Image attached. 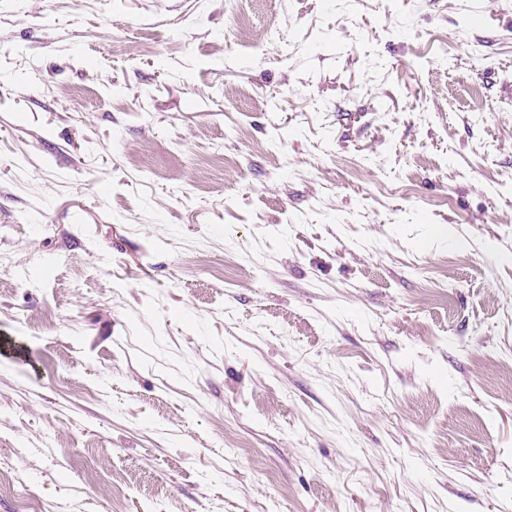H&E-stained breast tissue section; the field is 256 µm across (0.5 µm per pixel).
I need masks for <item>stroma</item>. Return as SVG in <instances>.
<instances>
[{
	"mask_svg": "<svg viewBox=\"0 0 512 512\" xmlns=\"http://www.w3.org/2000/svg\"><path fill=\"white\" fill-rule=\"evenodd\" d=\"M512 0H0V512H512Z\"/></svg>",
	"mask_w": 512,
	"mask_h": 512,
	"instance_id": "35a3bbf8",
	"label": "stroma"
}]
</instances>
